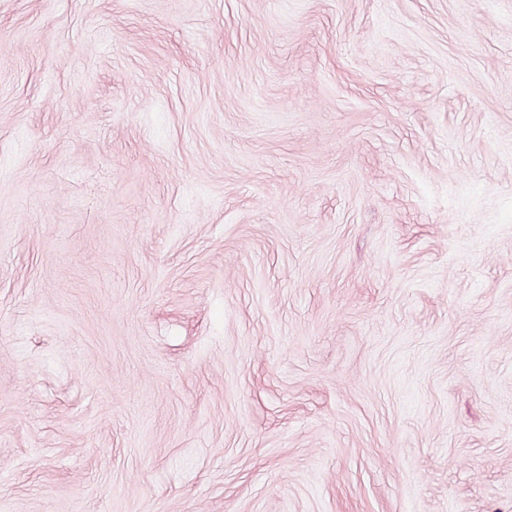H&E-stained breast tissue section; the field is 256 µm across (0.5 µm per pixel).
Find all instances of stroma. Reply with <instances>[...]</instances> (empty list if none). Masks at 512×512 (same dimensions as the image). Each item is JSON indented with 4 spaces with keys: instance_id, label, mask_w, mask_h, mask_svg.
<instances>
[{
    "instance_id": "1",
    "label": "stroma",
    "mask_w": 512,
    "mask_h": 512,
    "mask_svg": "<svg viewBox=\"0 0 512 512\" xmlns=\"http://www.w3.org/2000/svg\"><path fill=\"white\" fill-rule=\"evenodd\" d=\"M0 512H512V0H0Z\"/></svg>"
}]
</instances>
